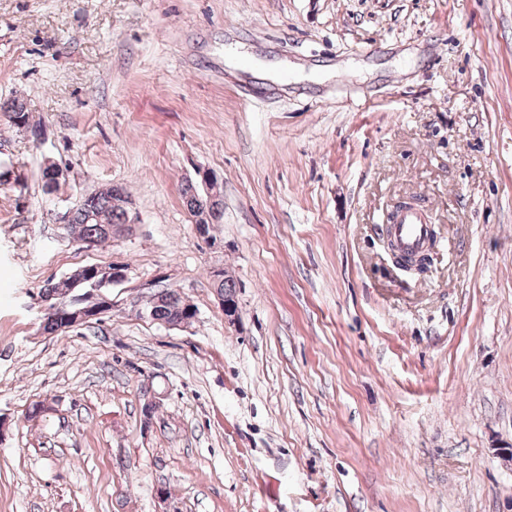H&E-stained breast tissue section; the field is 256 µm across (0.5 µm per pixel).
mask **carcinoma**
<instances>
[{
    "label": "carcinoma",
    "instance_id": "1",
    "mask_svg": "<svg viewBox=\"0 0 512 512\" xmlns=\"http://www.w3.org/2000/svg\"><path fill=\"white\" fill-rule=\"evenodd\" d=\"M0 110L8 113L14 126L29 127L28 112L22 100L15 98L3 106L0 105ZM182 197L193 215L208 205V196L201 194L191 182L183 186ZM126 202L128 197L124 190L114 186L84 196L71 209L68 219V224L75 230L77 241L94 245L110 238L108 227L125 223ZM108 288L110 285L99 281L86 282L70 294V303L76 307H86L92 303V299L99 297ZM147 309L153 312L155 320L168 324L196 315V309L192 305L185 303L176 292L167 288L152 296Z\"/></svg>",
    "mask_w": 512,
    "mask_h": 512
}]
</instances>
